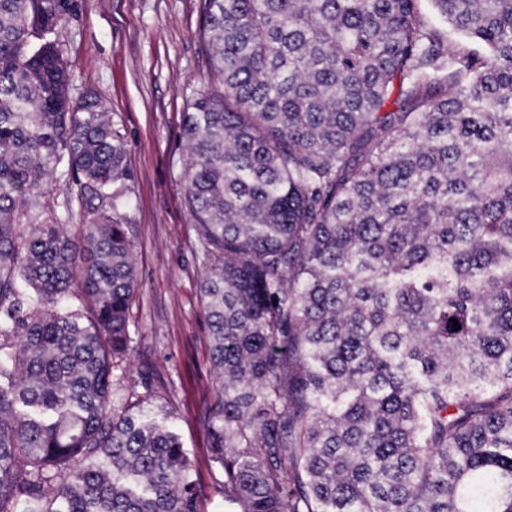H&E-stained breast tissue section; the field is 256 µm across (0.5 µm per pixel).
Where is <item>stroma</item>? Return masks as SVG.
Instances as JSON below:
<instances>
[{
	"label": "stroma",
	"instance_id": "obj_1",
	"mask_svg": "<svg viewBox=\"0 0 512 512\" xmlns=\"http://www.w3.org/2000/svg\"><path fill=\"white\" fill-rule=\"evenodd\" d=\"M201 0H78L58 46L71 93L98 97L127 137L125 211L135 227L132 349L117 375L172 416L196 476L200 512H225L207 414L219 390L199 299L205 271L184 202L181 114L214 80L199 36Z\"/></svg>",
	"mask_w": 512,
	"mask_h": 512
}]
</instances>
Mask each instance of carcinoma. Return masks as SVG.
Wrapping results in <instances>:
<instances>
[{"label": "carcinoma", "mask_w": 512, "mask_h": 512, "mask_svg": "<svg viewBox=\"0 0 512 512\" xmlns=\"http://www.w3.org/2000/svg\"><path fill=\"white\" fill-rule=\"evenodd\" d=\"M418 2L201 0L182 189L236 512H512V0H431L482 53ZM77 7L0 0V512H199L113 375L127 151L71 94Z\"/></svg>", "instance_id": "cac0c4a2"}]
</instances>
